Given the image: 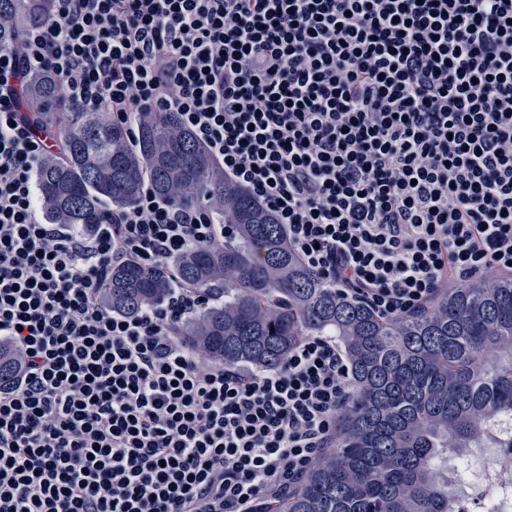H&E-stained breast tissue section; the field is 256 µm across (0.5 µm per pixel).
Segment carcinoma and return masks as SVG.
Segmentation results:
<instances>
[{
  "mask_svg": "<svg viewBox=\"0 0 512 512\" xmlns=\"http://www.w3.org/2000/svg\"><path fill=\"white\" fill-rule=\"evenodd\" d=\"M31 3L0 0V46L20 39ZM44 122L63 144L38 174L50 224L91 233L106 214L132 205L142 185L186 207L205 205L232 230L195 247L172 268L129 262L112 268L100 295L130 315L164 301L173 280L215 304L186 320L191 351L226 366H281L306 337H337L353 392L333 445L270 512H466L455 488L471 474L473 448L512 454V278L467 281L422 312L391 320L336 291L290 249L274 214L224 177L208 148L173 112H143L136 139L99 112H74L50 75L29 83ZM458 462L444 466L448 444ZM501 490L479 489L487 512Z\"/></svg>",
  "mask_w": 512,
  "mask_h": 512,
  "instance_id": "obj_1",
  "label": "carcinoma"
}]
</instances>
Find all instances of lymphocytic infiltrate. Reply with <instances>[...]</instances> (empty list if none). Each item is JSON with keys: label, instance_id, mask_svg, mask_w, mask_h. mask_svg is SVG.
<instances>
[{"label": "lymphocytic infiltrate", "instance_id": "lymphocytic-infiltrate-1", "mask_svg": "<svg viewBox=\"0 0 512 512\" xmlns=\"http://www.w3.org/2000/svg\"><path fill=\"white\" fill-rule=\"evenodd\" d=\"M0 47V512H267L336 438L352 381L318 334L278 368L179 331L206 304L112 313L114 266L223 242L143 189L95 232L47 223L59 147L26 86L135 128L173 112L271 210L314 273L383 317L512 276V0H46Z\"/></svg>", "mask_w": 512, "mask_h": 512}]
</instances>
